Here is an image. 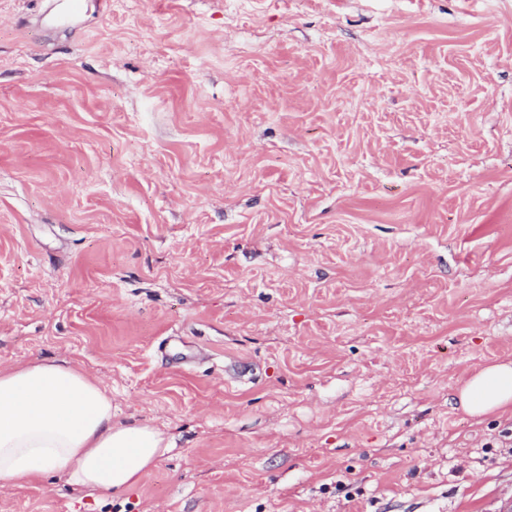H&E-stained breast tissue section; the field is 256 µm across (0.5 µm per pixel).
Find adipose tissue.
I'll list each match as a JSON object with an SVG mask.
<instances>
[{"label": "adipose tissue", "mask_w": 512, "mask_h": 512, "mask_svg": "<svg viewBox=\"0 0 512 512\" xmlns=\"http://www.w3.org/2000/svg\"><path fill=\"white\" fill-rule=\"evenodd\" d=\"M479 419L512 415V360L487 365L456 394ZM160 429L112 422V398L87 373L56 362L0 368V487L63 475L92 491L125 492L170 450Z\"/></svg>", "instance_id": "ef3b65f1"}]
</instances>
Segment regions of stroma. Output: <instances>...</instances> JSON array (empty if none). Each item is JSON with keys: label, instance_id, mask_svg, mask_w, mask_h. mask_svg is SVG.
Here are the masks:
<instances>
[{"label": "stroma", "instance_id": "35a3bbf8", "mask_svg": "<svg viewBox=\"0 0 512 512\" xmlns=\"http://www.w3.org/2000/svg\"><path fill=\"white\" fill-rule=\"evenodd\" d=\"M0 0V365L173 443L0 512H512V0ZM456 398L462 410L475 419L490 414L512 416V360L480 369L458 388Z\"/></svg>", "mask_w": 512, "mask_h": 512}]
</instances>
